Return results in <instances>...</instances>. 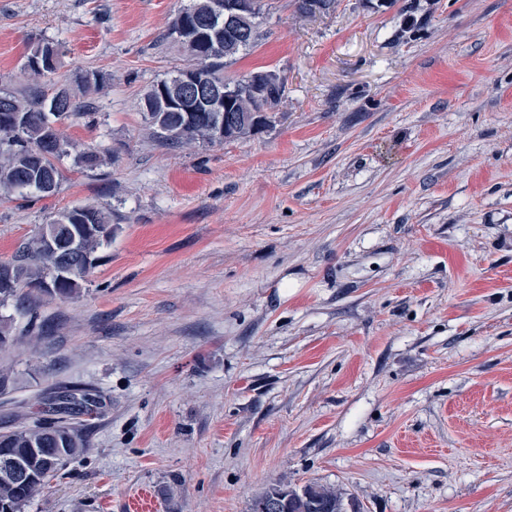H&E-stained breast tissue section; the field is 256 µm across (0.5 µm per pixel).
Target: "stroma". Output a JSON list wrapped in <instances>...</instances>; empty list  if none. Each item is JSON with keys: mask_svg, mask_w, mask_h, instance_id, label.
<instances>
[{"mask_svg": "<svg viewBox=\"0 0 512 512\" xmlns=\"http://www.w3.org/2000/svg\"><path fill=\"white\" fill-rule=\"evenodd\" d=\"M186 0H0V89L27 39L98 72L50 197H0V262L57 212L119 228L45 336L0 348V433L53 385L97 394L91 446L26 512H250L273 482L357 512H512V0H264L226 72L285 82L276 123L169 150L147 87Z\"/></svg>", "mask_w": 512, "mask_h": 512, "instance_id": "obj_1", "label": "stroma"}]
</instances>
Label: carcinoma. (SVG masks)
Returning <instances> with one entry per match:
<instances>
[{"label":"carcinoma","instance_id":"carcinoma-1","mask_svg":"<svg viewBox=\"0 0 512 512\" xmlns=\"http://www.w3.org/2000/svg\"><path fill=\"white\" fill-rule=\"evenodd\" d=\"M218 2L189 0L165 34V39L184 54L186 63L153 83L142 99L145 127L165 147L213 146L217 141L211 130L221 122L227 141L255 135L271 125L268 109L277 107L282 99L281 84L271 86L264 96L254 97L246 93L252 74L235 79L224 75L231 60L256 46L261 0H244L250 24L248 37L243 40L224 28V19L214 15ZM64 54L65 45L59 41L29 38L21 71L33 84L21 91H0V195L18 193L40 199L56 194L62 182L57 162L72 148L58 124L94 115L89 95L100 84L99 75L85 71L71 81L55 80ZM187 75L235 89L237 98L227 99L223 112L211 111L203 98L189 102L184 99L182 85ZM75 161L85 170H95L105 158L88 150L79 152ZM48 226L57 245H51L41 229L12 261L0 263V307L14 299L77 296L92 269L64 273L65 246L76 241L79 253L97 264L100 249L116 231L112 212L90 203L59 212ZM50 399L56 417L37 419L0 438V506L11 512H25L30 501L57 476L61 467L48 463V458L58 453L71 460L90 448L84 425L69 421V417L92 413L99 405L97 395L64 385L53 388ZM35 450L41 456L32 478L20 482L5 472L6 462L25 459ZM274 498L280 502L279 512H347L340 490L315 481L298 487L273 483L253 500L250 512H259L260 505Z\"/></svg>","mask_w":512,"mask_h":512}]
</instances>
